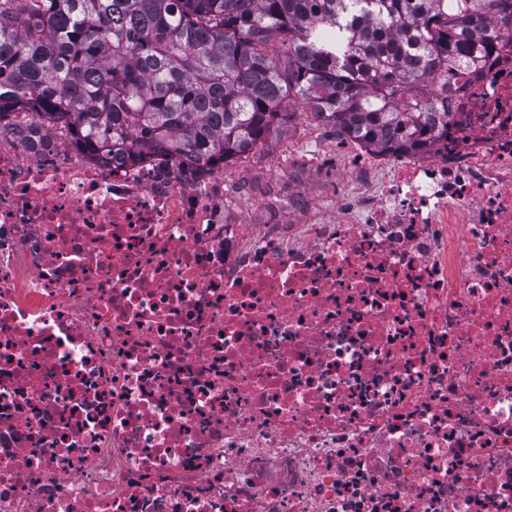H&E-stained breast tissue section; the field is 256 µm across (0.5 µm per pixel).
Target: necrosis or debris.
<instances>
[{
    "instance_id": "4bbe7bcc",
    "label": "necrosis or debris",
    "mask_w": 512,
    "mask_h": 512,
    "mask_svg": "<svg viewBox=\"0 0 512 512\" xmlns=\"http://www.w3.org/2000/svg\"><path fill=\"white\" fill-rule=\"evenodd\" d=\"M427 89L329 214L5 108L0 512H512V40Z\"/></svg>"
}]
</instances>
